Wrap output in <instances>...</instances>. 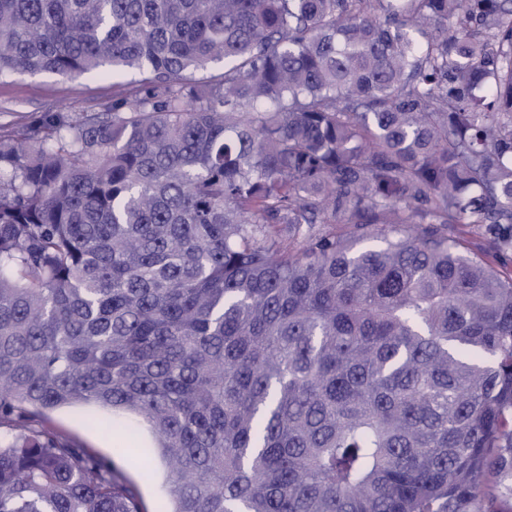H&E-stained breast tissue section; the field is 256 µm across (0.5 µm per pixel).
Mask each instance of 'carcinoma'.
<instances>
[{"mask_svg": "<svg viewBox=\"0 0 512 512\" xmlns=\"http://www.w3.org/2000/svg\"><path fill=\"white\" fill-rule=\"evenodd\" d=\"M128 71L0 135V512H142L77 405L158 512H512V0H0L1 81ZM85 414L83 408L62 407L50 412L47 422L119 470L137 488L144 512L159 510L158 504L166 496L161 466H152L156 469L154 478L144 481L142 471L146 460L137 453L117 450L124 438L122 431L113 429L111 432H102L92 428L85 423Z\"/></svg>", "mask_w": 512, "mask_h": 512, "instance_id": "cac0c4a2", "label": "carcinoma"}]
</instances>
